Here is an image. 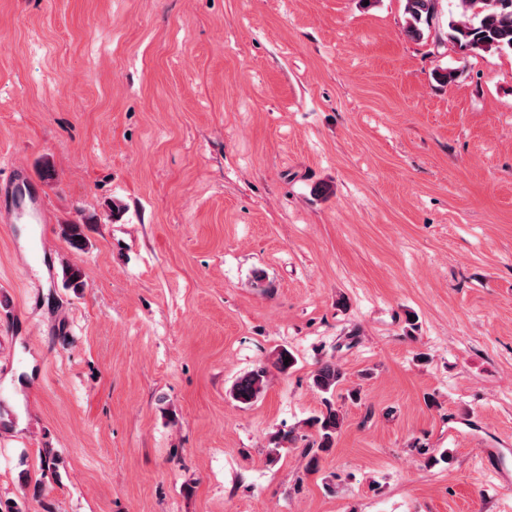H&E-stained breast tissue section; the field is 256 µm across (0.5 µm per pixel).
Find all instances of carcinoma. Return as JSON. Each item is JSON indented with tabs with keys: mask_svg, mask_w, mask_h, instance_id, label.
Masks as SVG:
<instances>
[{
	"mask_svg": "<svg viewBox=\"0 0 512 512\" xmlns=\"http://www.w3.org/2000/svg\"><path fill=\"white\" fill-rule=\"evenodd\" d=\"M454 8L448 10V41L465 51H512V0H453ZM443 12V0H405V32L415 41L434 37V43L443 39L437 34V26ZM90 225L69 223L62 225L61 234L69 245L76 250L88 246ZM292 357L286 350H279L271 362V367L280 373L288 372L294 361H285ZM269 367V368H271ZM269 368L261 366L237 378L231 389L234 400L250 405L262 393ZM344 379L341 367L332 361L322 363L313 373L312 383L323 394H331ZM343 416L331 402H326V411L312 419L317 428V439L303 448L309 456V466L316 468L320 454L328 451L338 436Z\"/></svg>",
	"mask_w": 512,
	"mask_h": 512,
	"instance_id": "carcinoma-1",
	"label": "carcinoma"
}]
</instances>
